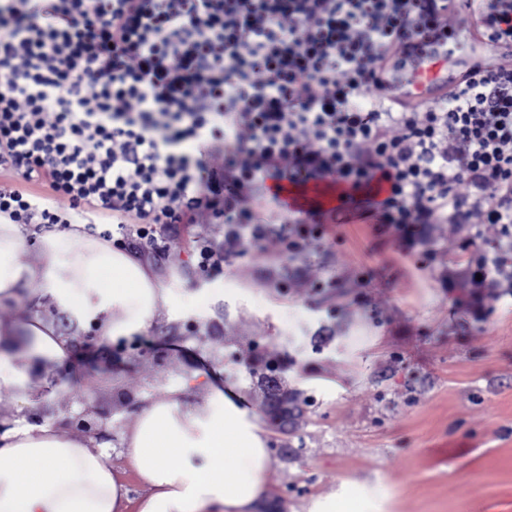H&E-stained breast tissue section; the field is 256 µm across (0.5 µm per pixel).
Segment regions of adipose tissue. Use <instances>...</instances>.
Instances as JSON below:
<instances>
[{
	"instance_id": "obj_1",
	"label": "adipose tissue",
	"mask_w": 512,
	"mask_h": 512,
	"mask_svg": "<svg viewBox=\"0 0 512 512\" xmlns=\"http://www.w3.org/2000/svg\"><path fill=\"white\" fill-rule=\"evenodd\" d=\"M26 241L23 225L0 219V309L34 288L105 343L146 330L171 309L170 288L144 263L79 225L41 236L34 264L18 259ZM74 352L72 337L41 313L0 319V391L19 405L16 416L0 418V512L125 510L110 447L87 434L67 436L63 415L41 413L45 390ZM190 387L207 390L206 405L185 402ZM119 446L149 489L138 512H252L271 479L258 414L225 394L214 369L144 397Z\"/></svg>"
}]
</instances>
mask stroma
Returning <instances> with one entry per match:
<instances>
[{
  "instance_id": "35a3bbf8",
  "label": "stroma",
  "mask_w": 512,
  "mask_h": 512,
  "mask_svg": "<svg viewBox=\"0 0 512 512\" xmlns=\"http://www.w3.org/2000/svg\"><path fill=\"white\" fill-rule=\"evenodd\" d=\"M197 235L220 242L224 227L197 224L172 242L154 272L173 310L146 331L101 346L53 311L63 334L85 333L90 356L61 371L45 412L77 404L97 379L114 442L143 396L205 364L265 427L272 478L256 512H307L343 484L383 512H512V296L474 320L431 267L359 221L330 228L301 260L256 252L208 279ZM330 275L335 287H319ZM193 298L205 301L196 314ZM261 359L277 361L280 393L303 410L287 431L270 424Z\"/></svg>"
}]
</instances>
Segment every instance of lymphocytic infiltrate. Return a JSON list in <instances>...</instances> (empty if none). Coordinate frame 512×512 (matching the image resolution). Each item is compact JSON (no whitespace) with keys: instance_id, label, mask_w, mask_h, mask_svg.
Masks as SVG:
<instances>
[{"instance_id":"1","label":"lymphocytic infiltrate","mask_w":512,"mask_h":512,"mask_svg":"<svg viewBox=\"0 0 512 512\" xmlns=\"http://www.w3.org/2000/svg\"><path fill=\"white\" fill-rule=\"evenodd\" d=\"M449 0H0V217L166 257L181 225L203 277L274 244L323 241V211L258 220L268 186L332 182L336 213L435 256L471 308L512 295V66L473 69L446 102L386 99L388 55L449 37ZM466 194H458V186ZM68 200L61 208L60 200Z\"/></svg>"}]
</instances>
